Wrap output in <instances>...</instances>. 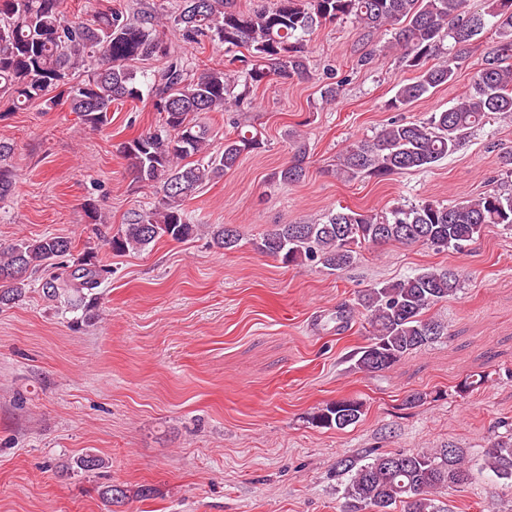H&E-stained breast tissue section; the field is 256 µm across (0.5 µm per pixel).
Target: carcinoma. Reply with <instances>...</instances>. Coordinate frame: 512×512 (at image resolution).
I'll return each mask as SVG.
<instances>
[{"label": "carcinoma", "mask_w": 512, "mask_h": 512, "mask_svg": "<svg viewBox=\"0 0 512 512\" xmlns=\"http://www.w3.org/2000/svg\"><path fill=\"white\" fill-rule=\"evenodd\" d=\"M61 5L62 0H0V97L18 109L37 102L47 112L64 101L94 129L108 123L113 103L139 101L145 93L154 98L160 126L125 141L121 149L137 182L154 189L156 200L103 239L114 253L140 252L162 238L186 241L202 232L220 251L238 248L234 225L195 224L184 203L260 148L262 132L235 119L224 145L214 150L211 129L201 116L240 107L261 85L310 79L308 37L323 23L350 19L369 36L393 33L391 46L417 72L392 98L396 109L454 81L473 40L487 28L495 35L455 105L423 121L394 120L373 139L350 144L337 168L348 179L429 169L453 155L474 127L498 115L512 117V0H485L481 12L470 10L468 0H276L271 8L256 9L242 8L237 0H180L167 14L131 16L109 7L74 19ZM171 34L185 45L207 40L224 48L227 63L194 70L175 51ZM447 40L451 45H445ZM239 48L247 54H237ZM147 58L163 61L150 76L134 68V62ZM239 85L243 91L236 94ZM14 150V143L0 139V199L14 188L8 164ZM306 175L307 146L295 140L290 160L272 179L288 186ZM488 224L512 227V193L493 191L455 205H397L381 214L342 207L307 224H274L252 245L285 265L311 264L334 274L351 266L366 245L422 243L459 251ZM72 250L71 238L47 234L0 252V307L22 301L32 288L31 274L50 268L39 284L43 296L81 313L83 322L98 318V288L112 268L94 248L77 259ZM458 287V273L444 268L364 290L358 305L371 336L357 352L355 368L381 373L444 335V323L428 312ZM363 414L361 401L340 398L314 412L309 423L343 430ZM479 462L512 485V436L489 438ZM103 464L101 457L86 453L66 468L92 471ZM472 466L467 452L454 446L344 459L339 467L347 475L345 512H393L398 505L404 512H450L436 493L468 484ZM101 496L108 512H119L128 498L120 485L106 486Z\"/></svg>", "instance_id": "1"}]
</instances>
